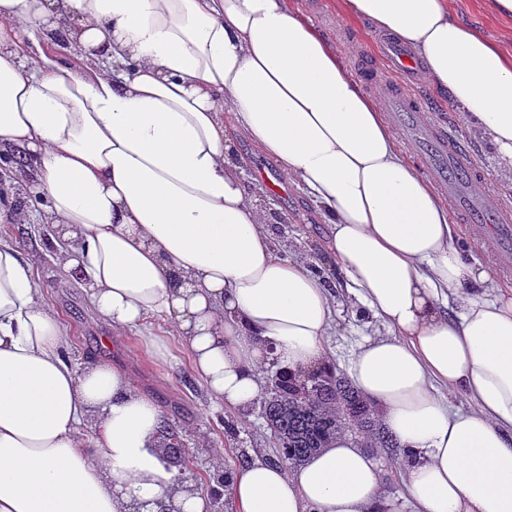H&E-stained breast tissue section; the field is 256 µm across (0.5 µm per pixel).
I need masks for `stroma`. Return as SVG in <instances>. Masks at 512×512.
<instances>
[{
    "label": "stroma",
    "instance_id": "obj_1",
    "mask_svg": "<svg viewBox=\"0 0 512 512\" xmlns=\"http://www.w3.org/2000/svg\"><path fill=\"white\" fill-rule=\"evenodd\" d=\"M448 3L459 20L512 53V18L494 15L487 0ZM288 5L328 38L344 71H352L356 63L376 54L377 30L348 15L342 0H288ZM409 88L423 106L454 126L471 160L486 173L481 188L495 190L501 198L512 202V172L498 167L489 142L459 120L457 109L448 99L432 92L424 74L412 78ZM268 206L274 214L288 217L287 223L279 226L277 237L290 253L302 255L309 266L331 273L332 261L324 248L326 226L318 205L302 189L291 185L286 194H269ZM30 213L31 219L24 225L1 221L0 241L16 244L23 252L37 256L36 285L47 303L59 311L69 330L71 363L79 370L98 360L120 365L139 391L160 404L167 421L181 430L184 452L194 461L188 483L207 490L206 479L217 461L234 468L244 457L278 462V452L258 409L242 414L219 407L193 379L183 350H176L169 363L155 367L140 347L137 331L111 329L94 315L83 288L62 286L56 255L47 247L48 217L44 203H37ZM332 305L334 316L324 345L329 363L336 368L346 369L352 354L365 341L390 337V329L347 289H335ZM372 456L384 474L383 493L394 512H413L405 485L403 454L396 448H377Z\"/></svg>",
    "mask_w": 512,
    "mask_h": 512
}]
</instances>
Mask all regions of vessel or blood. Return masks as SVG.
<instances>
[{"mask_svg": "<svg viewBox=\"0 0 512 512\" xmlns=\"http://www.w3.org/2000/svg\"><path fill=\"white\" fill-rule=\"evenodd\" d=\"M385 64L363 62L357 76L367 84L378 82L382 68L413 77L421 62L410 48L391 37L379 36ZM384 112L394 125L408 131V146L423 172L447 196L458 223L470 225L481 248L505 274H512V204L492 194L475 193L483 169L471 161L456 132L443 127L431 109L422 107L404 84L392 83Z\"/></svg>", "mask_w": 512, "mask_h": 512, "instance_id": "1", "label": "vessel or blood"}]
</instances>
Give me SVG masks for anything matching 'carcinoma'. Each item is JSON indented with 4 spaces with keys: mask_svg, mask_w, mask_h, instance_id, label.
<instances>
[{
    "mask_svg": "<svg viewBox=\"0 0 512 512\" xmlns=\"http://www.w3.org/2000/svg\"><path fill=\"white\" fill-rule=\"evenodd\" d=\"M261 417L279 456L294 467L329 447L339 434L353 436L364 448L399 447L379 424L373 404L332 368L303 377L278 375L267 387ZM178 438L168 425L159 433L164 459L182 464L188 459Z\"/></svg>",
    "mask_w": 512,
    "mask_h": 512,
    "instance_id": "cac0c4a2",
    "label": "carcinoma"
}]
</instances>
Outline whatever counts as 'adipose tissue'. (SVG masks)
<instances>
[{"label":"adipose tissue","mask_w":512,"mask_h":512,"mask_svg":"<svg viewBox=\"0 0 512 512\" xmlns=\"http://www.w3.org/2000/svg\"><path fill=\"white\" fill-rule=\"evenodd\" d=\"M343 7L413 45L431 88L512 168V54L448 0ZM59 29L82 68L51 52ZM234 130L320 206L347 288L393 332L360 345L347 374L410 460L415 512H512V289L462 257L446 204L327 39L287 0H0V146L34 166L28 190L47 203L58 263L98 318L141 330L156 363L179 337L215 402L244 413L266 366L326 364L333 310L324 276L281 256ZM36 266L0 242V512L154 499L209 512L162 458L158 402L119 366L67 360ZM439 384L472 407L436 396ZM382 484L341 437L291 471L248 461L229 493L236 512H389Z\"/></svg>","instance_id":"obj_1"}]
</instances>
